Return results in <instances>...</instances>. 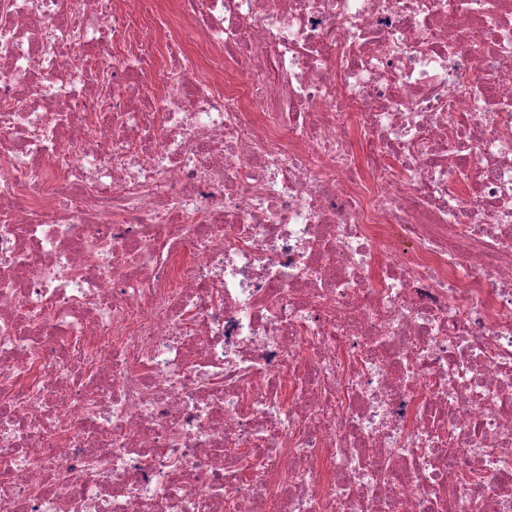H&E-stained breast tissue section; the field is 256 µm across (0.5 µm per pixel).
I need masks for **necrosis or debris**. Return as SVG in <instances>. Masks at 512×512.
Masks as SVG:
<instances>
[{"mask_svg":"<svg viewBox=\"0 0 512 512\" xmlns=\"http://www.w3.org/2000/svg\"><path fill=\"white\" fill-rule=\"evenodd\" d=\"M0 512H512V0H0Z\"/></svg>","mask_w":512,"mask_h":512,"instance_id":"1","label":"necrosis or debris"}]
</instances>
